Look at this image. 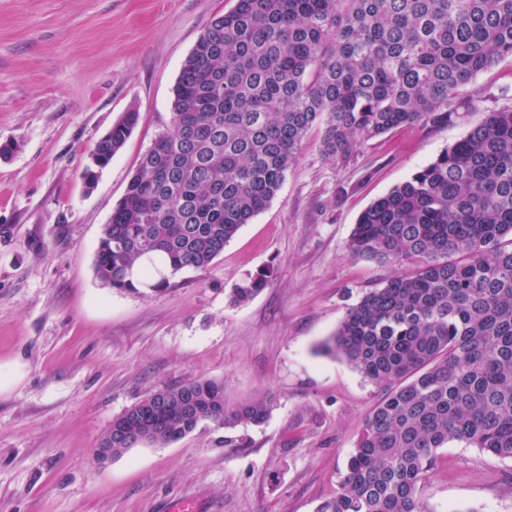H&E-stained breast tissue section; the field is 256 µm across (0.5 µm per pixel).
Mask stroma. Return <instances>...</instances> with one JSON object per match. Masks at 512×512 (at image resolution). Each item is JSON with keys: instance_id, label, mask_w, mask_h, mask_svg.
Wrapping results in <instances>:
<instances>
[{"instance_id": "obj_1", "label": "stroma", "mask_w": 512, "mask_h": 512, "mask_svg": "<svg viewBox=\"0 0 512 512\" xmlns=\"http://www.w3.org/2000/svg\"><path fill=\"white\" fill-rule=\"evenodd\" d=\"M236 0H0V512H316L332 497L381 391L320 352L348 307L387 279L352 257L359 215L512 106V57L481 72L440 125L416 124L327 159L323 125L301 143L271 203L207 269L167 289L96 278L104 224L166 130L181 66ZM139 122L87 188L95 143L128 110ZM271 271L249 303L230 302ZM197 378L228 401L272 395L258 426L209 422L164 448L98 459L105 430L150 391ZM430 512H512V459L460 442L421 486ZM269 273L263 271L254 276L248 277L242 283L236 285L232 290L231 303L241 305L249 302L269 283Z\"/></svg>"}]
</instances>
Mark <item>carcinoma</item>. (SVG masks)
I'll use <instances>...</instances> for the list:
<instances>
[{
	"label": "carcinoma",
	"mask_w": 512,
	"mask_h": 512,
	"mask_svg": "<svg viewBox=\"0 0 512 512\" xmlns=\"http://www.w3.org/2000/svg\"><path fill=\"white\" fill-rule=\"evenodd\" d=\"M512 56V0H237L185 59L170 127L143 154L102 228L96 278L158 294L204 270L277 195L302 140L348 160L398 127L448 120L478 73ZM95 145V184L138 122ZM394 273L350 306L321 351L384 391L336 494L317 512H430L419 489L438 450L462 442L512 459V107L373 202L348 243ZM269 273L248 277L249 302ZM268 396L228 403L194 379L148 393L112 426L165 447L202 422L264 423Z\"/></svg>",
	"instance_id": "1"
}]
</instances>
